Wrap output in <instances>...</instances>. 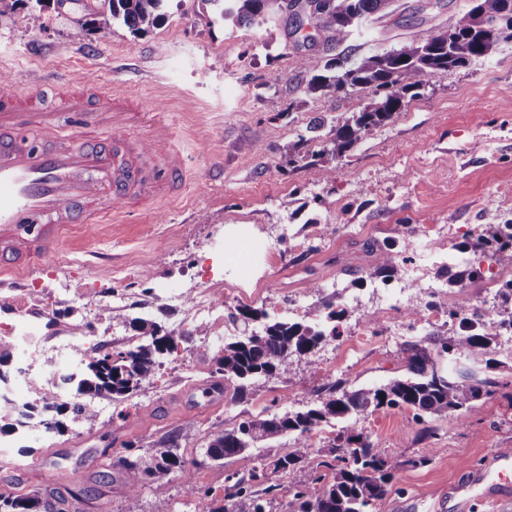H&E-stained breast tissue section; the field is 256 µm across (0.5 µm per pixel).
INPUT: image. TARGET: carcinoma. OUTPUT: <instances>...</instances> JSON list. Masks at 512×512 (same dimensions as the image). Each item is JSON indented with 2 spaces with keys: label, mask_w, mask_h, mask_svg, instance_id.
I'll return each instance as SVG.
<instances>
[{
  "label": "carcinoma",
  "mask_w": 512,
  "mask_h": 512,
  "mask_svg": "<svg viewBox=\"0 0 512 512\" xmlns=\"http://www.w3.org/2000/svg\"><path fill=\"white\" fill-rule=\"evenodd\" d=\"M164 0H110L109 12H97L91 20L80 24L72 37L82 41L91 31H105L115 21L122 22L134 36L149 32L162 19ZM217 6L222 19L235 25H252L263 21L280 0H207ZM390 0H318L317 23L329 33L331 41H346L366 21L382 13ZM473 5L456 21L424 39L412 41L400 48L376 53L358 63L331 59L325 73L313 76L306 92L325 94L346 93L355 88L371 90L372 97L364 109L331 127L320 141L321 149L310 156L308 165L316 159L330 156L343 158L364 140L375 127L386 124L401 110L405 96L423 88L428 79L438 73L451 74L468 67L472 62L488 57L499 44L512 40V0H471ZM475 248L492 252V259L500 266L512 267V232L498 224L485 228L481 238L472 243ZM397 266V253L391 248L379 251L376 273L390 277ZM448 285L460 286L472 280L470 269L458 265L445 267ZM317 295L316 309H326L328 325L319 326L269 318L259 308L243 307L231 314L239 319L263 321L257 330L234 336L224 342L222 355L216 359L217 372L224 381L234 385L233 399H243L251 382L259 377L288 371L289 360L306 356L313 359L315 350L328 338L336 337L332 322L341 318L345 310L334 309V303L320 296L319 286L312 287ZM501 299L494 311L485 315L483 328L460 336L433 332L420 342L406 343L400 349L406 375L377 388L349 389L343 381H335L316 391L307 409L248 419L231 430L213 435L206 454L213 461L228 457L238 458L247 471V477L237 479L224 497V505L212 507L200 503L198 512H266L267 501L274 486L263 490L273 472H288L304 462L310 452L309 435L331 420H349L369 411L406 408L414 412V419L423 425L420 439L431 441L436 429L425 424L427 417H442L454 413L467 420L476 412V402L490 397L503 385L499 377L488 372L479 374L457 366L463 356L473 361H485V367L494 368L486 358L492 343L500 336L502 327L512 328V282L500 289ZM132 327L146 337V343L126 351L93 352L85 358V367L77 382L79 396H108L114 400L127 396L144 383L151 381L159 359L173 351L171 335L161 333L154 323L135 320ZM38 403L22 411L11 403L0 402V419L19 413L28 420H39L46 429L60 431L63 422L47 417L52 411L65 408L73 419L100 429L107 423L99 420L98 412L84 401L61 405L52 392L40 389ZM288 433L295 434L294 446L277 459L268 461L250 452L255 442ZM180 435L174 434L159 442L151 455L134 460H121V471L129 494L137 496L149 485L159 498L167 493L165 475L177 472L185 486L191 484L186 460L178 453ZM333 462L317 470L305 482L289 488L292 500L288 506L295 512H373L391 488L396 472L405 465L422 467L430 463L431 455L423 454L405 461L385 454L371 440L370 435L344 427L336 435L332 446ZM60 500L49 493L26 499H3L0 512H65L56 508Z\"/></svg>",
  "instance_id": "obj_1"
}]
</instances>
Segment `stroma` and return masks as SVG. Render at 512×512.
Here are the masks:
<instances>
[{
	"label": "stroma",
	"instance_id": "1",
	"mask_svg": "<svg viewBox=\"0 0 512 512\" xmlns=\"http://www.w3.org/2000/svg\"><path fill=\"white\" fill-rule=\"evenodd\" d=\"M469 0H391L346 41L324 35L306 41L291 34L288 11L265 22L232 25L218 19L208 0H165L164 21L135 37L120 22L81 42L70 33L105 11L108 0H46L42 26L28 18L29 5L0 9V73L65 85L85 75L102 95L135 99L142 117L175 127L188 170L184 188L144 215L113 213L88 234L70 226L54 251L0 287V327L16 323L21 304L33 335L66 340L89 337L107 351L139 344L130 322L156 323L179 339L154 383L129 399H94L101 431L68 421L64 434L35 425L13 437L16 466L0 464V495L28 497L49 490L68 502L67 512H196L199 497L219 507L232 476L243 474L234 458L217 463L206 455L214 433L244 418L303 409L318 388L336 380L379 387L402 375L400 349L423 340L427 328L391 336L352 337L371 315L396 324L405 299L372 288L375 258L390 247L398 254L397 279L434 274V262L464 259L443 238L453 225L465 235L477 224L512 221V43L452 75L432 76L401 112L373 129L344 158L322 157L333 180L318 167L289 162L288 152L315 119L334 125L361 111L371 92L357 88L335 96L305 91L308 80L342 55L361 60L448 27ZM254 249L247 271L232 255L237 242ZM331 285L346 310L345 336L327 340L288 373L253 382L233 400L215 358L225 340L240 335L229 315L249 305L276 315L293 308L295 320L315 304L309 287ZM207 291L220 307L207 335L195 333L191 297ZM501 361L496 374L506 386L482 399L470 423L455 414L436 418L431 444L419 438L412 411L392 409L361 415L357 426L385 451L413 458L431 449L424 467L400 469L374 512H460L451 487L484 469L500 448H512V342L498 337L490 353ZM72 353L59 350L46 367L26 365L21 350L0 359V373L15 377L14 393L35 398L42 370L69 372ZM342 425L312 431L311 453L287 473H273L278 491L271 512H289L288 488L307 480L330 453ZM180 433L179 451L192 474L184 486L167 475L169 495L157 501L143 489L130 501L116 464L127 444L149 454L165 435Z\"/></svg>",
	"mask_w": 512,
	"mask_h": 512
}]
</instances>
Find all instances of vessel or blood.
<instances>
[{
    "mask_svg": "<svg viewBox=\"0 0 512 512\" xmlns=\"http://www.w3.org/2000/svg\"><path fill=\"white\" fill-rule=\"evenodd\" d=\"M43 86L0 94V271L38 265L67 225L103 223L113 208H144L183 174L174 128L154 130L150 141L127 124L137 110L129 97L94 105L87 82L58 89L53 104ZM495 467L460 486L463 498L489 500L512 473V451Z\"/></svg>",
    "mask_w": 512,
    "mask_h": 512,
    "instance_id": "obj_1",
    "label": "vessel or blood"
}]
</instances>
